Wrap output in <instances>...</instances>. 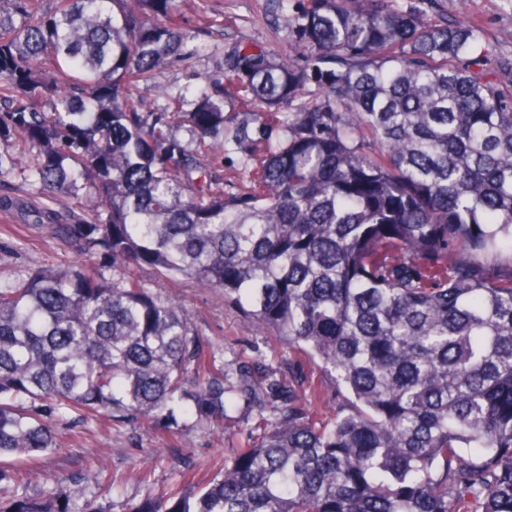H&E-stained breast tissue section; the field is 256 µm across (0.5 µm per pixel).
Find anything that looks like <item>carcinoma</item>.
<instances>
[{
  "label": "carcinoma",
  "instance_id": "obj_1",
  "mask_svg": "<svg viewBox=\"0 0 512 512\" xmlns=\"http://www.w3.org/2000/svg\"><path fill=\"white\" fill-rule=\"evenodd\" d=\"M302 3L288 52L240 44L219 92L143 112L138 88L189 41L175 0H0V142L36 148L0 151V178L71 200L0 212L89 257L0 285V458L55 452L61 422L175 434L240 414L259 437L184 473L194 501L131 512H512V272L487 262L512 253V54L434 0ZM226 99L251 122L225 130ZM245 145L226 197L215 164ZM144 265L221 294L321 378L233 369L177 300L104 274ZM3 489L0 512H96L33 496L19 466Z\"/></svg>",
  "mask_w": 512,
  "mask_h": 512
}]
</instances>
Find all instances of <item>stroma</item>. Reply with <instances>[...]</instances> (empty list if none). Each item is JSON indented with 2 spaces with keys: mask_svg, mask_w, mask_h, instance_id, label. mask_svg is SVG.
Masks as SVG:
<instances>
[{
  "mask_svg": "<svg viewBox=\"0 0 512 512\" xmlns=\"http://www.w3.org/2000/svg\"><path fill=\"white\" fill-rule=\"evenodd\" d=\"M180 21L190 39L184 57L168 61L154 72V88L142 91V109L167 112L174 103L190 106L205 80L224 74V58L235 46L261 42L276 51L287 45L280 31L285 16L300 6L299 0H176ZM437 10L456 20L468 15L484 27L486 40L498 52H512V0H437ZM84 258L64 249L55 239L14 226L12 217L0 213V284L14 282L21 272L44 265L68 269ZM118 279H133L155 291L176 297L190 313L192 322L210 346L227 363L255 360L264 370L276 372L284 382H296L312 374L301 355L289 349L273 333L259 334L240 312L223 298L195 288L187 281L159 277L150 266L119 269ZM251 425L241 418L226 420L223 428L199 426L170 434L151 427L111 429L89 426L63 436L62 448L27 465L30 492L38 494L50 481L62 480V491L76 503L93 500L101 512H130L146 496H190L191 484L181 474H211L231 456L233 448L247 443ZM105 463L121 480L120 490L94 497L83 473Z\"/></svg>",
  "mask_w": 512,
  "mask_h": 512,
  "instance_id": "35a3bbf8",
  "label": "stroma"
}]
</instances>
